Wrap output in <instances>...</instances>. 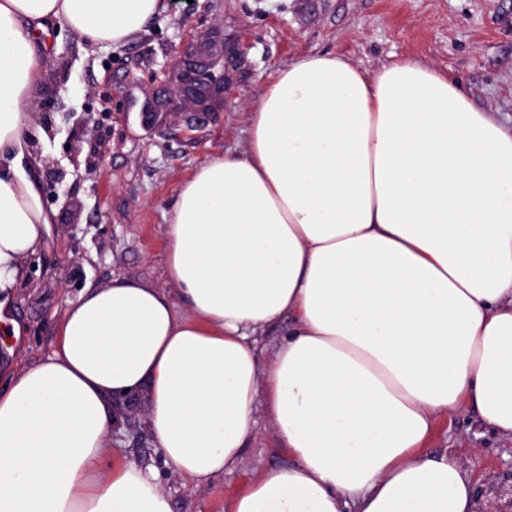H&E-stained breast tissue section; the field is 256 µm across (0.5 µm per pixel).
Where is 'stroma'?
<instances>
[{
  "instance_id": "1",
  "label": "stroma",
  "mask_w": 512,
  "mask_h": 512,
  "mask_svg": "<svg viewBox=\"0 0 512 512\" xmlns=\"http://www.w3.org/2000/svg\"><path fill=\"white\" fill-rule=\"evenodd\" d=\"M127 43L90 47L54 31L31 142L41 202L55 214L15 288L0 296L4 375L50 355L69 301L115 278L165 285V216L181 182L210 156L238 152L245 107L276 68L333 51L375 69L413 57L448 72L475 106L512 126V0H169ZM233 35L242 64L226 93L201 110L174 93L171 62L199 41ZM82 141L70 159L71 139ZM144 399L120 407L112 454L154 469L173 512H225L262 471L293 464L265 413L241 463L194 490L167 466L147 428ZM429 455L458 458L474 483L472 512H512V437L474 406L438 417Z\"/></svg>"
}]
</instances>
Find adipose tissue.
Returning <instances> with one entry per match:
<instances>
[{
    "mask_svg": "<svg viewBox=\"0 0 512 512\" xmlns=\"http://www.w3.org/2000/svg\"><path fill=\"white\" fill-rule=\"evenodd\" d=\"M167 8L0 0V294L53 222L25 165L52 30L117 45ZM165 242L167 287L84 289L0 389V512H173L153 470L101 466L142 393L195 488L237 467L265 410L295 462L226 512H470L464 465L423 445L467 403L512 435L511 128L420 60L309 54L249 104L242 151L181 183ZM286 314L261 360L257 331ZM292 326V318L285 315L275 325L257 336L262 359L267 360L273 355L277 346L288 336V331L290 332Z\"/></svg>",
    "mask_w": 512,
    "mask_h": 512,
    "instance_id": "ef3b65f1",
    "label": "adipose tissue"
}]
</instances>
